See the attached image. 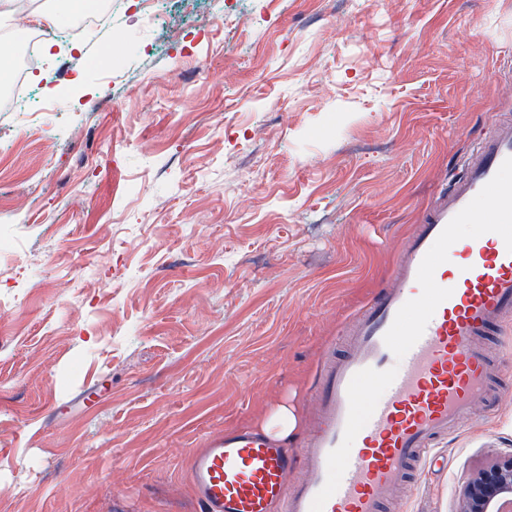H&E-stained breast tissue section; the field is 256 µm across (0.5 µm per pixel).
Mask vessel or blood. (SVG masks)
<instances>
[{
	"mask_svg": "<svg viewBox=\"0 0 512 512\" xmlns=\"http://www.w3.org/2000/svg\"><path fill=\"white\" fill-rule=\"evenodd\" d=\"M479 225L477 234L459 230ZM512 323V117L422 213L388 284L325 357L298 457L260 433L208 438L190 461L199 512H383L422 478L475 402L497 405L486 336Z\"/></svg>",
	"mask_w": 512,
	"mask_h": 512,
	"instance_id": "vessel-or-blood-1",
	"label": "vessel or blood"
}]
</instances>
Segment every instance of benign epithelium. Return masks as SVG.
Here are the masks:
<instances>
[{"instance_id": "obj_1", "label": "benign epithelium", "mask_w": 512, "mask_h": 512, "mask_svg": "<svg viewBox=\"0 0 512 512\" xmlns=\"http://www.w3.org/2000/svg\"><path fill=\"white\" fill-rule=\"evenodd\" d=\"M504 501L512 502V455L495 459L470 478L457 512H495Z\"/></svg>"}]
</instances>
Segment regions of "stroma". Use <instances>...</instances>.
<instances>
[{
	"instance_id": "obj_1",
	"label": "stroma",
	"mask_w": 512,
	"mask_h": 512,
	"mask_svg": "<svg viewBox=\"0 0 512 512\" xmlns=\"http://www.w3.org/2000/svg\"><path fill=\"white\" fill-rule=\"evenodd\" d=\"M0 112V512L190 508L212 431L285 404L420 213L512 114V0H193L176 36L128 10ZM478 403L405 512H456L512 452Z\"/></svg>"
}]
</instances>
